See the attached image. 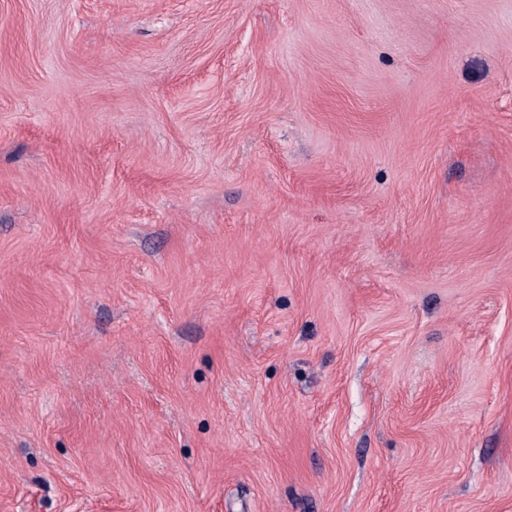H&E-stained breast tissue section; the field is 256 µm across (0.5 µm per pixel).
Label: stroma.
Masks as SVG:
<instances>
[{
  "label": "stroma",
  "instance_id": "35a3bbf8",
  "mask_svg": "<svg viewBox=\"0 0 512 512\" xmlns=\"http://www.w3.org/2000/svg\"><path fill=\"white\" fill-rule=\"evenodd\" d=\"M0 512H512V0H0Z\"/></svg>",
  "mask_w": 512,
  "mask_h": 512
}]
</instances>
